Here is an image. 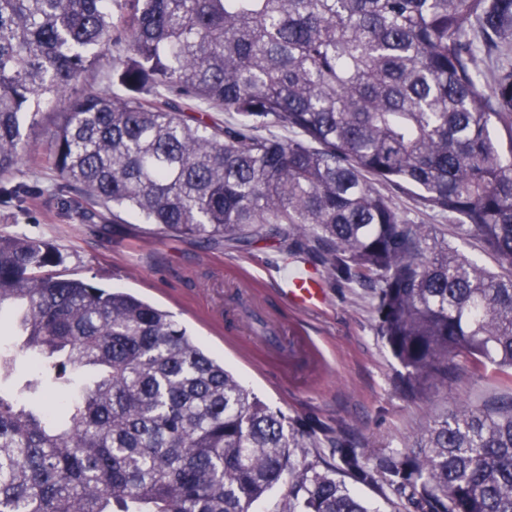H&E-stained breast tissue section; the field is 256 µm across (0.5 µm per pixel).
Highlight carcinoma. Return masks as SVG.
<instances>
[{
  "instance_id": "carcinoma-1",
  "label": "carcinoma",
  "mask_w": 512,
  "mask_h": 512,
  "mask_svg": "<svg viewBox=\"0 0 512 512\" xmlns=\"http://www.w3.org/2000/svg\"><path fill=\"white\" fill-rule=\"evenodd\" d=\"M111 45L124 93L77 91ZM511 57L512 0H0V179L62 101L52 166L87 222L275 238L371 289L406 393L448 381L457 357L512 388V273L378 189L417 194L512 265ZM61 262L44 238L0 233V309L30 351L25 388L0 396V512H249L285 481L282 512H374L172 315ZM336 447L416 512H512V396L455 407L372 467Z\"/></svg>"
}]
</instances>
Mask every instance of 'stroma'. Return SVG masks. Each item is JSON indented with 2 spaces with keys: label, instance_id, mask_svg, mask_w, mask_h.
I'll use <instances>...</instances> for the list:
<instances>
[{
  "label": "stroma",
  "instance_id": "35a3bbf8",
  "mask_svg": "<svg viewBox=\"0 0 512 512\" xmlns=\"http://www.w3.org/2000/svg\"><path fill=\"white\" fill-rule=\"evenodd\" d=\"M62 110L59 103L43 107L29 132L15 178L34 187L36 196L22 205L1 196L0 232L40 235L62 253L56 268L62 276L123 289L170 312L259 400L295 428L314 427L308 461L339 462L321 427L345 426L372 465L378 455L404 452L435 415L462 403L480 407L506 394L493 370L477 372L462 360L447 383L416 396L403 394L399 383L405 370L377 334L370 291L326 281L319 310L290 307L276 290L277 269L286 256L274 240L245 247L222 240L201 243L159 233L130 214L120 224L85 223L78 206L58 205L53 193L47 148ZM240 288L275 328L290 335L302 331L318 363L310 364L301 347L269 344L242 323L226 335L223 325L233 318L232 299Z\"/></svg>",
  "mask_w": 512,
  "mask_h": 512
}]
</instances>
